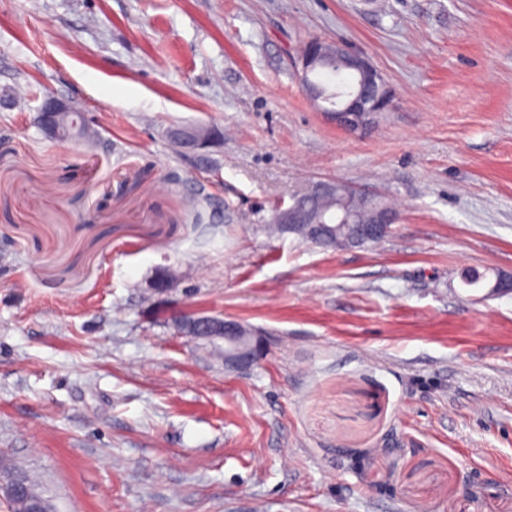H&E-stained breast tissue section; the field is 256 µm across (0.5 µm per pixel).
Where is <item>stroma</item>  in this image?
Segmentation results:
<instances>
[{
    "instance_id": "35a3bbf8",
    "label": "stroma",
    "mask_w": 512,
    "mask_h": 512,
    "mask_svg": "<svg viewBox=\"0 0 512 512\" xmlns=\"http://www.w3.org/2000/svg\"><path fill=\"white\" fill-rule=\"evenodd\" d=\"M313 38L391 110L320 112ZM49 93L94 144L36 125ZM192 123L224 133L203 163ZM318 179L400 222L269 236ZM471 266L512 275V0H0V459L55 512H512V294ZM193 311L262 360L225 368ZM323 44L318 39L307 41L295 61L300 84L312 100L319 101L312 90V79L318 71L317 65L323 58L329 59L331 65L344 68L351 73H359L362 81L358 89L349 91L336 106L320 101L318 107L321 112H326L337 125L351 130L366 126L379 112H388L392 106V89L371 59L364 53L353 52L341 43L332 45L331 51L326 52L322 50ZM372 89L377 91V97L365 106L363 102ZM176 139L185 154H199L217 139L214 128L188 127L176 133ZM275 214V224H274ZM304 220L300 200L296 197L291 198V202L287 205L281 204L277 206L276 213L273 211L269 218L268 230L274 233H282L280 224H288V233H292L293 224H302Z\"/></svg>"
}]
</instances>
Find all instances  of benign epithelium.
<instances>
[{"label": "benign epithelium", "instance_id": "obj_1", "mask_svg": "<svg viewBox=\"0 0 512 512\" xmlns=\"http://www.w3.org/2000/svg\"><path fill=\"white\" fill-rule=\"evenodd\" d=\"M322 46L323 42L318 39L307 41L295 61L300 84L311 98H316L312 79L317 72V65L324 58L348 72L359 73L362 81L358 89L347 93L336 105L330 106L324 102L319 104L321 111L327 113L337 125L351 130L362 128L375 115L389 111L393 100L392 89L366 54L354 52L341 43L334 44L328 52L322 50ZM76 111L78 108L69 101L48 95L37 109L36 123L60 143L86 139L93 131L84 122L66 134L59 130V117L66 112ZM176 139L184 153L196 155L217 139V132L213 128L188 127L179 130ZM303 220L300 200L295 197L288 204H281L276 208L275 223L286 224L290 230L293 225L300 224ZM399 220L397 211L381 209L373 215L370 222L361 223L357 220V211L343 205L322 213L317 220L316 232L331 239L336 236V231L343 230L355 243L361 244L387 236L391 225ZM212 323L214 317L200 314L186 315L179 319V326H189L198 333L208 331ZM221 339L224 340L225 365L237 370H248L258 363L262 346L255 339L252 329L238 321L226 320Z\"/></svg>", "mask_w": 512, "mask_h": 512}]
</instances>
